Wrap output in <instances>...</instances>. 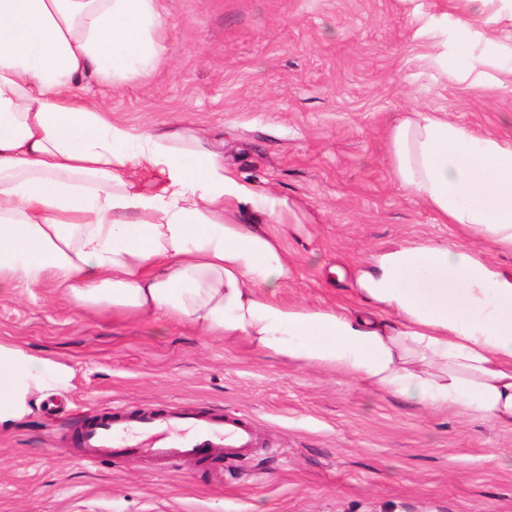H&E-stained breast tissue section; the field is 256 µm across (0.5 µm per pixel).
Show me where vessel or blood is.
<instances>
[{
	"label": "vessel or blood",
	"mask_w": 512,
	"mask_h": 512,
	"mask_svg": "<svg viewBox=\"0 0 512 512\" xmlns=\"http://www.w3.org/2000/svg\"><path fill=\"white\" fill-rule=\"evenodd\" d=\"M79 438L87 461L92 463L132 452L160 461L211 451L234 458L249 454L258 443L244 419L175 408L164 412L107 411L82 420Z\"/></svg>",
	"instance_id": "obj_1"
}]
</instances>
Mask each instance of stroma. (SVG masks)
<instances>
[{"instance_id": "obj_1", "label": "stroma", "mask_w": 512, "mask_h": 512, "mask_svg": "<svg viewBox=\"0 0 512 512\" xmlns=\"http://www.w3.org/2000/svg\"><path fill=\"white\" fill-rule=\"evenodd\" d=\"M164 54L117 88L88 81L113 124L195 129L251 201L236 223L272 235L292 275L288 306L375 311L356 286L399 246L472 247L396 179L390 129L427 111L512 137V25L489 0L467 31L464 0H159ZM464 49V72L446 59ZM67 364L68 387L33 390L0 429V512H512V428L426 410L335 371L298 367L240 339L116 320L50 288L0 296V344ZM220 411L253 427L247 457L87 467L70 441L108 407Z\"/></svg>"}]
</instances>
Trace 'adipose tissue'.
Wrapping results in <instances>:
<instances>
[{"label":"adipose tissue","instance_id":"adipose-tissue-1","mask_svg":"<svg viewBox=\"0 0 512 512\" xmlns=\"http://www.w3.org/2000/svg\"><path fill=\"white\" fill-rule=\"evenodd\" d=\"M158 0H0V295L50 284L77 306L187 324L425 409L512 428V270L468 249L404 246L357 286L401 316L290 307L271 236L225 215L246 188L191 129L138 134L83 92L161 58ZM397 180L445 224L512 254V139L428 112L389 132ZM154 173L143 182L140 171ZM69 367L0 344V425Z\"/></svg>","mask_w":512,"mask_h":512}]
</instances>
